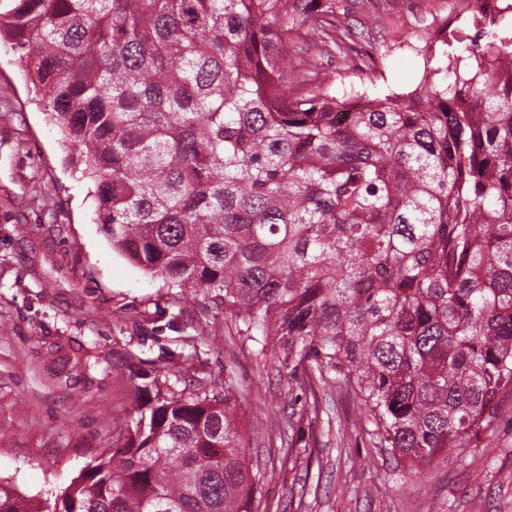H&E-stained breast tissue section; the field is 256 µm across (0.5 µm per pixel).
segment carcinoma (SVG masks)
Here are the masks:
<instances>
[{"mask_svg": "<svg viewBox=\"0 0 512 512\" xmlns=\"http://www.w3.org/2000/svg\"><path fill=\"white\" fill-rule=\"evenodd\" d=\"M352 36L336 0H0L112 249L290 379L334 372L417 476L512 390V30L462 74L444 24L377 96L317 69ZM129 379L134 424L55 510L1 484L0 512H253L234 379Z\"/></svg>", "mask_w": 512, "mask_h": 512, "instance_id": "cac0c4a2", "label": "carcinoma"}]
</instances>
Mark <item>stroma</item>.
Here are the masks:
<instances>
[{"instance_id": "stroma-1", "label": "stroma", "mask_w": 512, "mask_h": 512, "mask_svg": "<svg viewBox=\"0 0 512 512\" xmlns=\"http://www.w3.org/2000/svg\"><path fill=\"white\" fill-rule=\"evenodd\" d=\"M357 33L329 63L345 84L406 93L424 75L405 0H342ZM90 182L70 163L12 46L0 42V483L54 504L132 422V368L244 394L246 461L261 512H512V392L465 454L409 476L373 435L352 388L315 382L317 420L272 360L224 323L204 293L171 288L113 251Z\"/></svg>"}]
</instances>
